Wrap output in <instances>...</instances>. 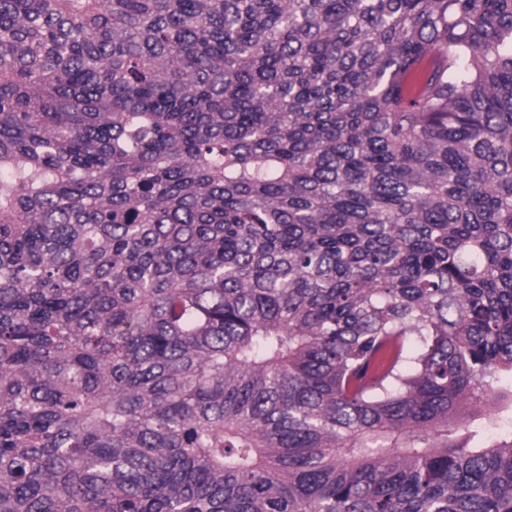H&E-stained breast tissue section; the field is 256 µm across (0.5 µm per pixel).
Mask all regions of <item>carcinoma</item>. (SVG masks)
Wrapping results in <instances>:
<instances>
[{
	"label": "carcinoma",
	"mask_w": 512,
	"mask_h": 512,
	"mask_svg": "<svg viewBox=\"0 0 512 512\" xmlns=\"http://www.w3.org/2000/svg\"><path fill=\"white\" fill-rule=\"evenodd\" d=\"M0 512H512V0H0ZM440 62L441 60L437 55L430 53L418 63L414 70L403 80L402 88L406 98L411 99L417 94L421 77L436 68Z\"/></svg>",
	"instance_id": "carcinoma-1"
}]
</instances>
